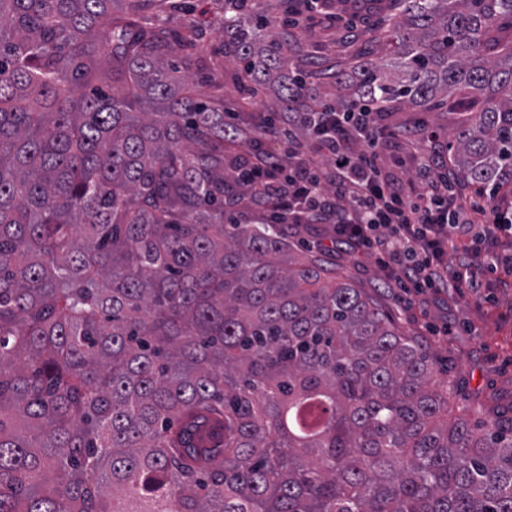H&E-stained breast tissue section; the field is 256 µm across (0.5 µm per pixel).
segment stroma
Returning a JSON list of instances; mask_svg holds the SVG:
<instances>
[{
    "instance_id": "obj_1",
    "label": "stroma",
    "mask_w": 512,
    "mask_h": 512,
    "mask_svg": "<svg viewBox=\"0 0 512 512\" xmlns=\"http://www.w3.org/2000/svg\"><path fill=\"white\" fill-rule=\"evenodd\" d=\"M361 59V44L349 30L326 27L316 31L296 30L288 39V67L314 71L315 67L353 70ZM386 127L400 132L419 125L435 131L441 141H455L456 117L448 109L425 110L403 105L385 113ZM337 275L361 288L393 316L402 330L423 339L434 359L437 384H452L460 403L472 420H488L490 413L512 417V276L494 285V302L474 296L439 297L425 307H406L398 290L385 284L374 258H357L347 251L329 253ZM449 324L446 336L432 335L433 324Z\"/></svg>"
}]
</instances>
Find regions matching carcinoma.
<instances>
[{
    "label": "carcinoma",
    "mask_w": 512,
    "mask_h": 512,
    "mask_svg": "<svg viewBox=\"0 0 512 512\" xmlns=\"http://www.w3.org/2000/svg\"><path fill=\"white\" fill-rule=\"evenodd\" d=\"M394 5L336 108L460 105L452 163L500 188L512 0ZM230 16L224 57L301 99L277 15ZM203 34L192 0H0V512H512V420L448 417L361 289L224 221Z\"/></svg>",
    "instance_id": "carcinoma-1"
}]
</instances>
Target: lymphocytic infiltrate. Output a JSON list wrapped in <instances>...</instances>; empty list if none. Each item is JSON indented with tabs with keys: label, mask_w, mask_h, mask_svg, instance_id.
<instances>
[{
	"label": "lymphocytic infiltrate",
	"mask_w": 512,
	"mask_h": 512,
	"mask_svg": "<svg viewBox=\"0 0 512 512\" xmlns=\"http://www.w3.org/2000/svg\"><path fill=\"white\" fill-rule=\"evenodd\" d=\"M302 110L238 124L225 147L247 146L236 157L234 182L247 207L267 224H330L333 245L379 265L419 304L441 288L480 292L491 277L512 274V206L480 187L460 193L448 174L445 148L429 133L430 152L417 158L416 184H403L381 165L383 152L411 151L414 137L378 126L367 106L339 112L304 85ZM307 126L309 141L295 127ZM287 140L284 155L265 149ZM331 161L322 169L319 158ZM471 242L455 265L446 256L456 240Z\"/></svg>",
	"instance_id": "f902f5d3"
}]
</instances>
